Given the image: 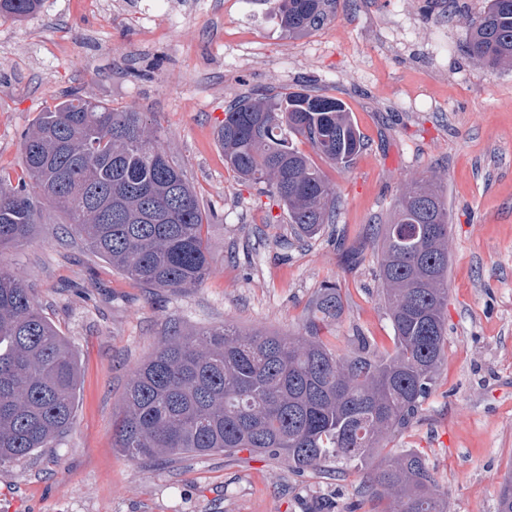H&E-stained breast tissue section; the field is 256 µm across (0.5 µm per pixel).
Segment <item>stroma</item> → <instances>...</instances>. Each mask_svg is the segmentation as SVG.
Returning a JSON list of instances; mask_svg holds the SVG:
<instances>
[{
	"label": "stroma",
	"instance_id": "35a3bbf8",
	"mask_svg": "<svg viewBox=\"0 0 512 512\" xmlns=\"http://www.w3.org/2000/svg\"><path fill=\"white\" fill-rule=\"evenodd\" d=\"M487 0H340L333 21L289 35L270 0H43L0 17V175L26 180L22 139L66 91L143 113L209 214L197 286L137 284L39 204L32 236L0 251L80 358L73 424L29 458L0 463V512H373L367 469L293 473L233 455L130 461L112 416L134 372L175 330L232 323L298 336L320 288L344 313L322 334L393 350L373 247L405 184L432 180L450 215L448 343L422 410L387 444L426 461L449 512H496L512 473V71L464 54ZM342 100L364 148L335 168L336 216L295 240L271 193L224 165L216 130L251 93Z\"/></svg>",
	"mask_w": 512,
	"mask_h": 512
}]
</instances>
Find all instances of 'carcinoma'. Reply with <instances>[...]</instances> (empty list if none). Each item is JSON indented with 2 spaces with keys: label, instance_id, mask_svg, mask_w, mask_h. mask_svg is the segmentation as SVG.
Wrapping results in <instances>:
<instances>
[{
  "label": "carcinoma",
  "instance_id": "obj_1",
  "mask_svg": "<svg viewBox=\"0 0 512 512\" xmlns=\"http://www.w3.org/2000/svg\"><path fill=\"white\" fill-rule=\"evenodd\" d=\"M41 0H0V16L20 20ZM340 0H271L291 35L336 16ZM465 51L495 70L512 69V0H489L471 25ZM303 135L339 169L363 148L346 104L303 91L244 96L224 111L216 136L238 178L265 184L301 239L336 213V190L288 136ZM35 193L0 177V251L28 237L34 195L50 203L93 253L132 280L173 292L209 271L207 216L183 170L157 145L139 112L79 92L41 113L23 137ZM448 208L430 180L408 183L378 243L381 298L393 352L367 336L340 354L320 336L343 313L341 289L318 292L299 336L243 332L224 324L166 337L132 374L112 419L114 447L130 460L206 456L243 449L282 459L301 475L326 466L364 467L417 415L445 355ZM79 356L16 273L0 265V462L20 461L70 426ZM370 496L381 512H448L425 460L387 454ZM497 512H512V479Z\"/></svg>",
  "mask_w": 512,
  "mask_h": 512
}]
</instances>
